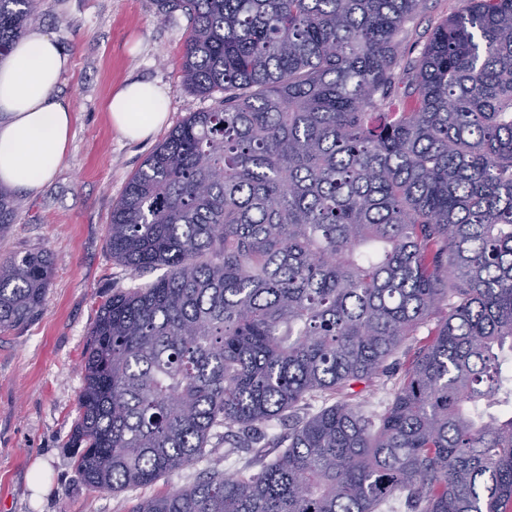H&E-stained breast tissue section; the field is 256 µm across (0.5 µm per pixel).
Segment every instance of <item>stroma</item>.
I'll return each instance as SVG.
<instances>
[{
  "mask_svg": "<svg viewBox=\"0 0 512 512\" xmlns=\"http://www.w3.org/2000/svg\"><path fill=\"white\" fill-rule=\"evenodd\" d=\"M464 0H424L401 33L407 56L418 57L436 26ZM32 27L55 35L72 58L59 85L75 114L62 165L38 192L14 191L17 222L0 239V257L45 251L54 267L43 305L28 322L0 332V512H130L137 499L194 482L213 465L227 474L256 469L260 457L223 446L208 462L121 493L90 489L72 447L83 387L81 361L101 304L112 294L160 277L134 279L106 247L112 207L144 160L192 112L216 107L221 93L201 96L181 83L189 18L164 14L156 0H43ZM133 79L156 83L168 96V119L147 140H126L111 125L106 100ZM421 327L370 384L347 394L367 413L386 407L403 379L411 349L425 343Z\"/></svg>",
  "mask_w": 512,
  "mask_h": 512,
  "instance_id": "1",
  "label": "stroma"
}]
</instances>
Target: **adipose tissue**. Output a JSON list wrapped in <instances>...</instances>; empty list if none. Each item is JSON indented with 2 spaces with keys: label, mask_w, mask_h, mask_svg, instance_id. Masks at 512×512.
<instances>
[{
  "label": "adipose tissue",
  "mask_w": 512,
  "mask_h": 512,
  "mask_svg": "<svg viewBox=\"0 0 512 512\" xmlns=\"http://www.w3.org/2000/svg\"><path fill=\"white\" fill-rule=\"evenodd\" d=\"M70 66L55 36L38 30L0 63V185L35 193L61 166L74 111L57 87ZM106 110L124 138L142 141L165 123L167 94L149 82H129L111 93Z\"/></svg>",
  "instance_id": "ef3b65f1"
}]
</instances>
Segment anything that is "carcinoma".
<instances>
[{"label": "carcinoma", "mask_w": 512, "mask_h": 512, "mask_svg": "<svg viewBox=\"0 0 512 512\" xmlns=\"http://www.w3.org/2000/svg\"><path fill=\"white\" fill-rule=\"evenodd\" d=\"M43 0H0V54ZM189 15L183 86L216 90L112 207L107 245L160 278L100 308L76 469L123 492L212 467L132 512H512V0H467L420 57L421 0H157ZM16 224L0 188V239ZM46 253L0 258V331L34 317ZM379 415L339 400L442 309Z\"/></svg>", "instance_id": "cac0c4a2"}]
</instances>
